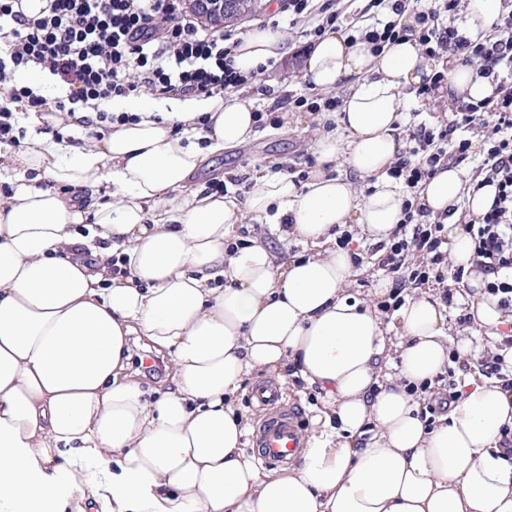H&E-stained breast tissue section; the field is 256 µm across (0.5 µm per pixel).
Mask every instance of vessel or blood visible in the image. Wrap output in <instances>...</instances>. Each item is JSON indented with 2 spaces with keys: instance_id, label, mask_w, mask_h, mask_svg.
Segmentation results:
<instances>
[{
  "instance_id": "1",
  "label": "vessel or blood",
  "mask_w": 512,
  "mask_h": 512,
  "mask_svg": "<svg viewBox=\"0 0 512 512\" xmlns=\"http://www.w3.org/2000/svg\"><path fill=\"white\" fill-rule=\"evenodd\" d=\"M277 384L263 382L251 393L254 405L268 409L269 415L252 438L258 460L264 465H280L295 459L302 446L303 429L298 415L280 408Z\"/></svg>"
}]
</instances>
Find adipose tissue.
Masks as SVG:
<instances>
[{
    "instance_id": "adipose-tissue-1",
    "label": "adipose tissue",
    "mask_w": 512,
    "mask_h": 512,
    "mask_svg": "<svg viewBox=\"0 0 512 512\" xmlns=\"http://www.w3.org/2000/svg\"><path fill=\"white\" fill-rule=\"evenodd\" d=\"M502 10L465 0L464 34H487ZM289 51L254 31L235 65ZM435 69L412 39L377 54L344 32L313 42L302 80L349 89L303 184L279 171L250 177L240 196L189 187L206 154L255 136L237 94L116 100L136 122L82 146L36 137L0 163L52 182L21 180L0 198V512H512V390L467 376L431 427L410 391L450 352L479 356L480 341L447 333L438 292L415 291L388 319L386 286L350 294L351 258L330 234L353 224L378 242L399 223L408 193L386 171L404 146L405 94ZM496 88L472 66L449 71L443 94L483 101ZM495 195L455 167L420 185L419 203L445 217L450 265L472 254L453 205L478 216ZM251 220L315 255L279 265L264 244L232 247ZM463 304L476 328L512 322L482 274ZM134 335L171 359L157 399L120 377ZM288 370L321 408L298 463L268 470L245 447L236 394L253 374Z\"/></svg>"
}]
</instances>
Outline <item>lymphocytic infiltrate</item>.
<instances>
[{
  "instance_id": "1",
  "label": "lymphocytic infiltrate",
  "mask_w": 512,
  "mask_h": 512,
  "mask_svg": "<svg viewBox=\"0 0 512 512\" xmlns=\"http://www.w3.org/2000/svg\"><path fill=\"white\" fill-rule=\"evenodd\" d=\"M20 0H0V44L11 50L12 69L0 66V85L22 109L37 115L66 113L69 121L104 137L113 125L134 121V114L109 112L105 102L143 91L199 96L240 91L253 72L236 68L239 37L201 22L184 0H47L40 15L18 8ZM461 0H432L414 14L413 24L387 22L363 30L375 47L414 38L424 55L455 65L478 66L485 75L512 65V10L504 13L486 38L469 39L454 23ZM277 10L310 24L321 36L345 21L333 0H277ZM19 68L55 76L69 91L55 102L13 82ZM449 115L434 127L409 130L406 145L388 170L408 190L430 180L444 166L464 164L472 136L483 150L471 180L495 183L497 195L486 213L465 222L472 245V271L448 266L449 242L442 221L417 202H405L400 224L367 254L353 253L355 266L372 263L391 285L386 307L401 306L408 291L442 286L452 302L454 289L467 287L470 272L484 276V291L502 309L512 308V82L500 81L495 98L469 102L451 97Z\"/></svg>"
}]
</instances>
